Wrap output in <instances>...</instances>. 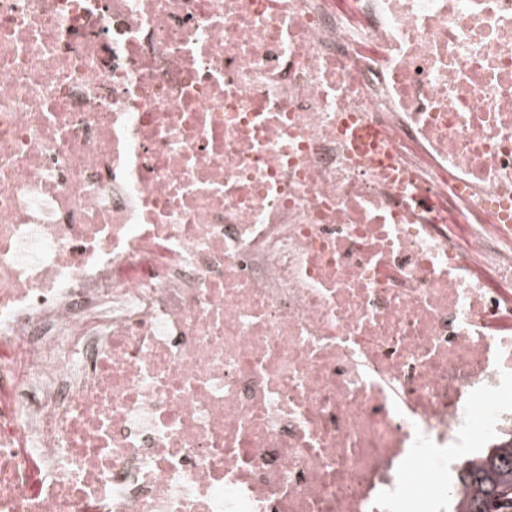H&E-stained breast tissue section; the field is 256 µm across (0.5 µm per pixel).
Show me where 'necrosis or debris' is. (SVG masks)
<instances>
[{"label":"necrosis or debris","instance_id":"obj_1","mask_svg":"<svg viewBox=\"0 0 512 512\" xmlns=\"http://www.w3.org/2000/svg\"><path fill=\"white\" fill-rule=\"evenodd\" d=\"M507 431L512 0H0V512H401Z\"/></svg>","mask_w":512,"mask_h":512}]
</instances>
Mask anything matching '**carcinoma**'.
Listing matches in <instances>:
<instances>
[{
	"label": "carcinoma",
	"mask_w": 512,
	"mask_h": 512,
	"mask_svg": "<svg viewBox=\"0 0 512 512\" xmlns=\"http://www.w3.org/2000/svg\"><path fill=\"white\" fill-rule=\"evenodd\" d=\"M454 483L463 495L449 496L448 512H512V435L504 434L482 454L464 459Z\"/></svg>",
	"instance_id": "obj_1"
}]
</instances>
